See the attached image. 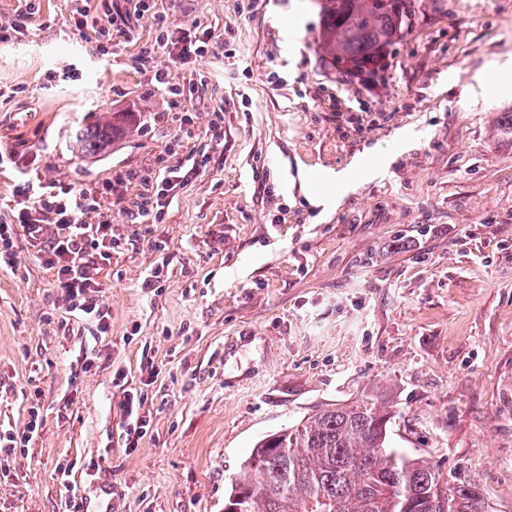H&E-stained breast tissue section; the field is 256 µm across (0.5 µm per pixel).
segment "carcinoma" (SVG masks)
<instances>
[{
	"label": "carcinoma",
	"instance_id": "cac0c4a2",
	"mask_svg": "<svg viewBox=\"0 0 512 512\" xmlns=\"http://www.w3.org/2000/svg\"><path fill=\"white\" fill-rule=\"evenodd\" d=\"M321 59L343 77L379 64L409 26L412 0H320ZM114 112L72 131L78 151L94 154L136 126ZM392 411L379 401L319 409L261 439L242 463L225 504L239 512H487L479 488L441 482L421 458L389 445Z\"/></svg>",
	"mask_w": 512,
	"mask_h": 512
}]
</instances>
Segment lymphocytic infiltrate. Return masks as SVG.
I'll list each match as a JSON object with an SVG mask.
<instances>
[{
  "label": "lymphocytic infiltrate",
  "mask_w": 512,
  "mask_h": 512,
  "mask_svg": "<svg viewBox=\"0 0 512 512\" xmlns=\"http://www.w3.org/2000/svg\"><path fill=\"white\" fill-rule=\"evenodd\" d=\"M188 161V166L165 168L162 175L145 181L130 211L136 223H154L169 198L206 168L205 159L192 155ZM18 195L12 223L0 225V262L11 263L16 232H23L36 243L47 242L46 263L57 271L67 312L91 319L99 332H108V313L96 294L93 274L111 261L112 226L106 219L94 224L82 220L84 214L100 209L102 191L29 181L19 188Z\"/></svg>",
  "instance_id": "f902f5d3"
}]
</instances>
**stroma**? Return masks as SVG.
I'll return each instance as SVG.
<instances>
[{
	"instance_id": "1",
	"label": "stroma",
	"mask_w": 512,
	"mask_h": 512,
	"mask_svg": "<svg viewBox=\"0 0 512 512\" xmlns=\"http://www.w3.org/2000/svg\"><path fill=\"white\" fill-rule=\"evenodd\" d=\"M136 3L112 0L127 23L105 56L72 0H40L0 44V224L24 181L108 184L115 241L96 276L102 336L66 312L26 236L0 268V430H24L33 406L43 420L0 459V512L96 507L105 476L112 512H224L258 440L367 397L391 407L394 447L512 512V90L477 87L512 60V0H414L408 33L348 80L320 60L316 0H155L208 33L183 62ZM160 68L200 83L182 100L192 139L151 82ZM114 112L135 129L78 154L71 129ZM200 153L157 223H132L126 171ZM329 170L352 179L324 206ZM127 390L142 396L134 448Z\"/></svg>"
}]
</instances>
